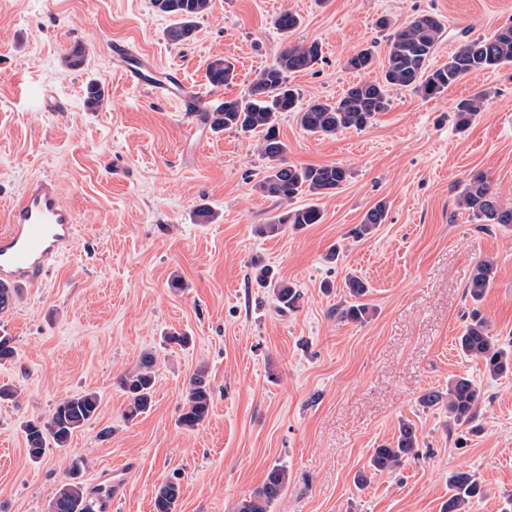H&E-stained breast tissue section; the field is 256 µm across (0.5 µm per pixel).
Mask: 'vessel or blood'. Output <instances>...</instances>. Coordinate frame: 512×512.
<instances>
[{
  "label": "vessel or blood",
  "instance_id": "vessel-or-blood-1",
  "mask_svg": "<svg viewBox=\"0 0 512 512\" xmlns=\"http://www.w3.org/2000/svg\"><path fill=\"white\" fill-rule=\"evenodd\" d=\"M113 58L130 85L149 88L159 101L195 112L205 99L179 66L158 65L126 45L115 46ZM75 230V215L63 204L56 181L29 182L10 207L7 228L0 231V282L36 284L69 248Z\"/></svg>",
  "mask_w": 512,
  "mask_h": 512
}]
</instances>
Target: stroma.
<instances>
[{
	"label": "stroma",
	"instance_id": "1",
	"mask_svg": "<svg viewBox=\"0 0 512 512\" xmlns=\"http://www.w3.org/2000/svg\"><path fill=\"white\" fill-rule=\"evenodd\" d=\"M285 10L300 23L284 34L273 20ZM422 11L447 27L435 68L465 35L489 36L512 21V0H213L194 38L178 46L152 0H0V229L35 178L55 179L77 216L67 253L0 314L15 346L0 363V386L15 392L0 399V512H50L75 465L88 489L102 471L126 469L112 512H152L156 489L170 480L180 485L176 512H236L275 464L289 480L272 512H441L457 471L482 489L467 512H512V374L491 376L456 349L476 307L512 350V227L481 226L457 204L468 174L481 171L512 206V66L468 75L434 99L392 90L388 110L360 131L313 136L293 113L279 114L287 162L338 163L351 176L319 200L297 196L296 205L318 203L321 223L261 237L256 226L282 207L255 188L267 165L256 138L210 131L197 151H184L193 117L127 85L111 51L127 43L181 64L206 92L208 63L233 58L229 99L284 48L315 41L321 61L289 82L302 101L333 100L359 79H380L390 31ZM382 17L388 29L377 27ZM77 46L84 64L68 67ZM366 47L371 69H347ZM92 79L108 94L96 112L83 105ZM479 92L484 109L459 130L456 104ZM47 95L62 110L44 108ZM380 201L385 224L353 238ZM203 206L212 221H198ZM333 247L338 258L326 262ZM257 259L300 289L298 310L276 311L252 279ZM483 259L496 270L476 303L466 286ZM350 273L370 285L361 323L336 314ZM173 332L192 336L189 348L167 342ZM147 352L156 357L153 406L128 420L119 379ZM201 368L212 409L188 431L177 419ZM456 375L481 393L475 421L464 425L418 401ZM91 391L101 401L93 424L67 447L30 458L25 423ZM403 419L416 427L420 457L357 487L372 448L396 437Z\"/></svg>",
	"mask_w": 512,
	"mask_h": 512
}]
</instances>
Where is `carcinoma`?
Segmentation results:
<instances>
[{
    "label": "carcinoma",
    "instance_id": "1",
    "mask_svg": "<svg viewBox=\"0 0 512 512\" xmlns=\"http://www.w3.org/2000/svg\"><path fill=\"white\" fill-rule=\"evenodd\" d=\"M152 2L158 13L171 19L165 30V38L173 45L192 40L197 21L212 8V0ZM273 24L277 30L286 33L298 26L299 17L289 11L282 12ZM446 32L447 27L440 15L427 11L414 15L390 35L382 80L354 83L334 101L316 99L300 102V95L288 83V77L312 69L320 60L321 47L316 42L290 46L281 52L272 65L260 72L243 95L225 100L218 111L208 116L210 127L215 132L234 130L259 136L260 152L268 165L255 188L266 197L290 202L302 194L321 197L339 190L351 177L348 168L339 164L297 166L284 162L286 145L279 136L278 114L294 113L301 128L312 135L334 136L351 128L363 130L373 123L378 113L389 108L390 92L394 88L408 89L424 99L435 98L469 74L512 64L510 22L489 38L464 40L448 55V61L431 69L429 62ZM373 61L374 51L369 47L350 56L346 65L351 70L363 72L372 66ZM206 76L212 86H227L235 78V65L224 57H216L208 63ZM485 100V94L478 93L457 104L455 112L459 129L469 127L484 107ZM83 103L90 112L100 110L107 103L104 86L99 81L91 80L85 85ZM458 203L479 223L512 227V206L497 200L491 181L482 171L471 173L465 179ZM386 218L387 205L380 201L366 211L361 224L354 230L355 236L359 238L374 233ZM321 221L322 212L318 204L309 203L271 217L268 223L257 225L256 233L270 235L289 224L299 228ZM252 270L254 282L258 287L268 289L278 311L298 309L302 299L298 288L275 277V272L268 265L255 262ZM493 274L494 264L491 261L482 260L476 265L467 287L473 302L483 298L492 283ZM344 288L350 302L336 309V314L346 321H365L369 308L362 298L368 292L367 284L360 277L349 275ZM18 296L19 289L0 284V314L10 311ZM457 348L466 356L482 360L493 377L512 373V352L498 346L488 321L476 308L468 315L463 334L458 337ZM154 366V356L146 353L139 368L120 379V386L128 398L124 412L126 419H134L150 410L155 385ZM479 401L480 391L467 376H456L448 381L445 393L431 390L419 397L420 404L425 408L445 404L448 418L457 423L473 421ZM99 405L100 400L94 392L66 397L54 406L47 419L27 422L24 433L30 457L40 458L52 445L66 447L74 431L96 419ZM211 405L210 381L206 370L199 369L185 386L178 425L186 430L196 429L208 417ZM419 448L414 424L402 420L398 434L392 441L372 449L370 471L383 473L397 470L405 462L419 457ZM76 475L77 469L74 468L71 477L57 488L51 500V512H91L85 488L82 482L76 480ZM287 485V467L272 465L262 483L238 504V512H271L272 505ZM449 485L452 494L443 504L441 512H466L470 499L480 493L477 480L466 472L452 474ZM179 496V484L166 482L155 493L153 512H175Z\"/></svg>",
    "mask_w": 512,
    "mask_h": 512
}]
</instances>
